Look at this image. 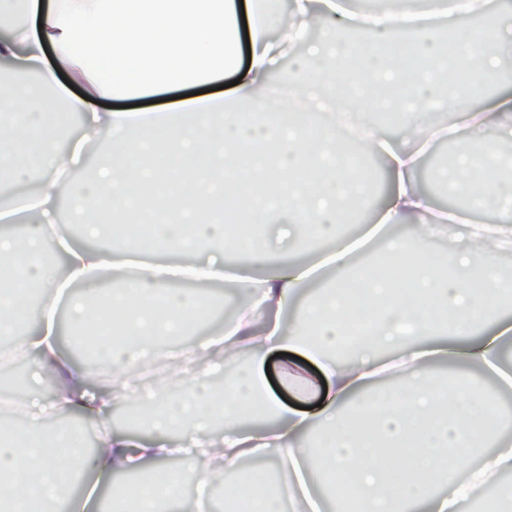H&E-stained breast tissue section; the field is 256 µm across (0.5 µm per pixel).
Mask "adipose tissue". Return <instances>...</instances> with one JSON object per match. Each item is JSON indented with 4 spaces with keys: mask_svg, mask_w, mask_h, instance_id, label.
Listing matches in <instances>:
<instances>
[{
    "mask_svg": "<svg viewBox=\"0 0 512 512\" xmlns=\"http://www.w3.org/2000/svg\"><path fill=\"white\" fill-rule=\"evenodd\" d=\"M445 14L442 0H388L369 16L351 0H292L286 9L279 0H0V59L38 79L0 92V338L8 362L53 370L45 399L0 413V512H186L185 483H212L270 448L277 479L259 512H475L489 493L499 512H512V420L467 380L489 374L512 390V276L497 263L512 252V157L501 150L512 141V90L500 86L512 65V0H500L494 23L467 30L456 63L436 40L433 21ZM347 29L369 38L344 39ZM407 43L425 60L403 95L407 133L390 140L378 128L359 145L380 159L392 190L354 238L340 227L370 204L373 186L348 167L352 145L329 108L392 105L395 49ZM292 47L305 56L274 84L277 59ZM355 58L363 71L346 91L340 76ZM63 74L82 94L70 93ZM225 76L236 81L228 99H184L173 114L104 107ZM466 95L480 108L461 107ZM53 99L84 119L66 153ZM103 130L113 134L108 163L91 182L66 178ZM442 132L457 139L445 178L468 206L452 218L462 247L431 255L422 243L440 235L444 218L416 172ZM172 180L179 191L160 193ZM63 199L82 237L61 231ZM475 210L503 220L473 223ZM139 211L174 217L154 225L148 251L129 237ZM121 224L126 233H116ZM284 242L306 247L311 262L279 256ZM372 242L386 245L392 266L417 254L414 296L363 280L358 261ZM229 251L245 256L234 272L224 265ZM183 273L193 287H168V275ZM354 280L377 317L369 338L342 356L356 310L344 287ZM76 284L86 291L75 300ZM224 285L241 301L223 332L176 345ZM61 303L66 325L112 367L107 382L62 354ZM159 347L179 385L143 389L145 353ZM280 350L315 365L306 373L287 364L279 375L314 407H291L271 390L263 363ZM132 400L148 402L156 438L108 428L87 452L75 427L44 424ZM252 405L265 429L246 430ZM172 459L181 466L171 480L137 504L99 492L114 476Z\"/></svg>",
    "mask_w": 512,
    "mask_h": 512,
    "instance_id": "adipose-tissue-1",
    "label": "adipose tissue"
}]
</instances>
